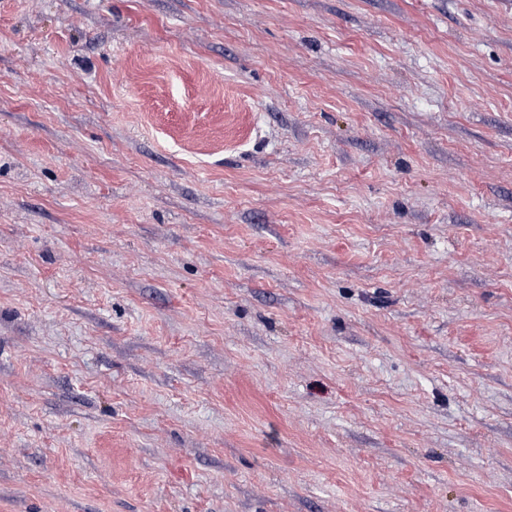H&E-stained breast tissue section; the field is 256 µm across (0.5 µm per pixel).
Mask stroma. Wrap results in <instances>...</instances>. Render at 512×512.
Returning <instances> with one entry per match:
<instances>
[{
  "label": "stroma",
  "instance_id": "1",
  "mask_svg": "<svg viewBox=\"0 0 512 512\" xmlns=\"http://www.w3.org/2000/svg\"><path fill=\"white\" fill-rule=\"evenodd\" d=\"M0 512H512V0H0Z\"/></svg>",
  "mask_w": 512,
  "mask_h": 512
}]
</instances>
